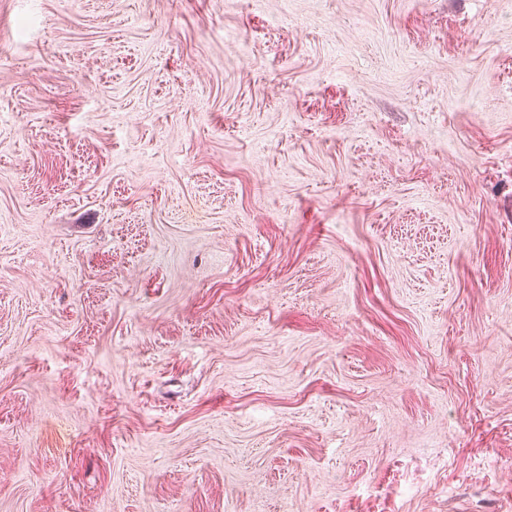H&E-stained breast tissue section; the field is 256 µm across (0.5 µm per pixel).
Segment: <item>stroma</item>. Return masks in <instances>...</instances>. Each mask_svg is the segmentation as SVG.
<instances>
[{
	"instance_id": "stroma-1",
	"label": "stroma",
	"mask_w": 512,
	"mask_h": 512,
	"mask_svg": "<svg viewBox=\"0 0 512 512\" xmlns=\"http://www.w3.org/2000/svg\"><path fill=\"white\" fill-rule=\"evenodd\" d=\"M0 512H512V0H0Z\"/></svg>"
}]
</instances>
